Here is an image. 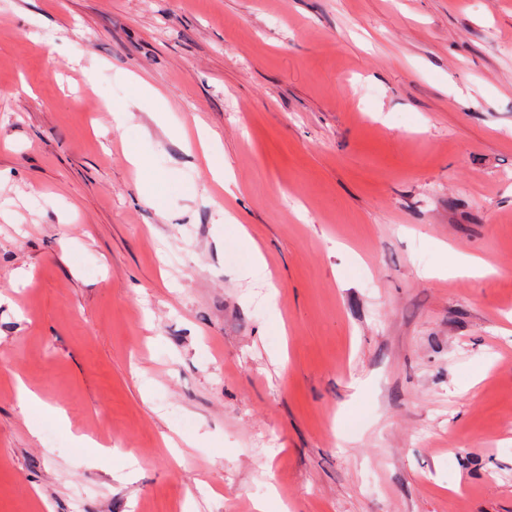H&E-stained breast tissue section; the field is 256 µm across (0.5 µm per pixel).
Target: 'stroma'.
<instances>
[{"mask_svg": "<svg viewBox=\"0 0 512 512\" xmlns=\"http://www.w3.org/2000/svg\"><path fill=\"white\" fill-rule=\"evenodd\" d=\"M0 208V512H512V0H0ZM200 144L208 160L213 179L222 187L226 193L232 194L231 184L233 182L229 173L224 169L223 163L215 162L212 151L213 146L209 134L205 130L199 132ZM127 159L130 163L143 171L142 186L139 189L142 200L146 204L156 207L160 178L150 171L146 161L135 151L130 150L127 153ZM234 247L240 251L245 257V275L247 277L256 278L265 282L269 287V292L266 294V301L272 307L275 306L276 289L267 282L266 263L258 249L257 245L251 237L245 233L241 235L235 242ZM17 401L24 416L37 411L53 418L58 424L69 429V422L65 411L60 407L45 403L35 392L31 391L22 381L17 386Z\"/></svg>", "mask_w": 512, "mask_h": 512, "instance_id": "1", "label": "stroma"}]
</instances>
